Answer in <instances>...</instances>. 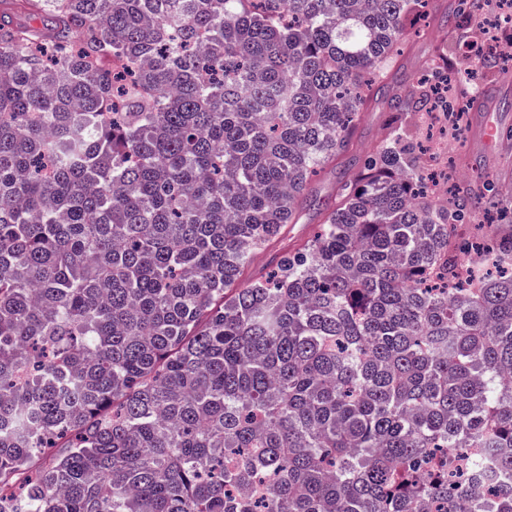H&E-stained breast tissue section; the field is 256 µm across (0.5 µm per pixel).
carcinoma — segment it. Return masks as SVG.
Wrapping results in <instances>:
<instances>
[{
  "label": "carcinoma",
  "instance_id": "carcinoma-1",
  "mask_svg": "<svg viewBox=\"0 0 512 512\" xmlns=\"http://www.w3.org/2000/svg\"><path fill=\"white\" fill-rule=\"evenodd\" d=\"M423 2L0 0V512H512L511 198L394 127L241 281Z\"/></svg>",
  "mask_w": 512,
  "mask_h": 512
}]
</instances>
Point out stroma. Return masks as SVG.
Segmentation results:
<instances>
[{
    "mask_svg": "<svg viewBox=\"0 0 512 512\" xmlns=\"http://www.w3.org/2000/svg\"><path fill=\"white\" fill-rule=\"evenodd\" d=\"M465 8L472 26L488 25L494 12L486 0H429L420 23L410 31L399 47L389 67L391 91L412 85L416 76L426 75L437 80L438 73L428 62L439 47H446L448 57L464 61L473 51L470 38H459L448 28L449 12ZM512 69V58L500 56L498 62L476 65L470 80L480 94L491 95L486 112L470 110L454 135L441 161L448 168L449 182H456L460 174L480 171L500 190L512 187V80L500 79V69ZM395 114L389 104L388 93L371 98L353 131L348 150L335 162L318 171L313 177L307 205L298 223L288 225L285 232L264 251L256 254L244 272V280L253 279L274 256L297 247L315 231L324 219L327 205L335 203L341 188L349 183L365 155L390 130ZM493 125L498 138L486 143L482 136L483 124Z\"/></svg>",
    "mask_w": 512,
    "mask_h": 512,
    "instance_id": "1",
    "label": "stroma"
}]
</instances>
